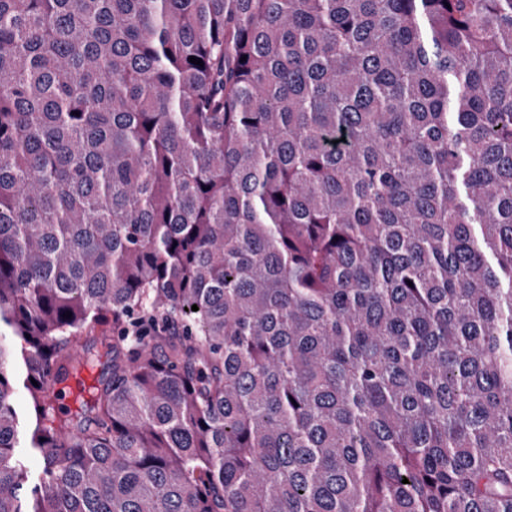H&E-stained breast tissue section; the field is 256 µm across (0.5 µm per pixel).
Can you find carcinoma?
I'll use <instances>...</instances> for the list:
<instances>
[{"instance_id": "carcinoma-1", "label": "carcinoma", "mask_w": 512, "mask_h": 512, "mask_svg": "<svg viewBox=\"0 0 512 512\" xmlns=\"http://www.w3.org/2000/svg\"><path fill=\"white\" fill-rule=\"evenodd\" d=\"M0 512H512V0H0ZM99 367L82 370L79 374L70 378L65 384L61 405L68 410L76 411L80 406L81 397H87L88 391L96 384ZM71 398V402L69 401Z\"/></svg>"}]
</instances>
